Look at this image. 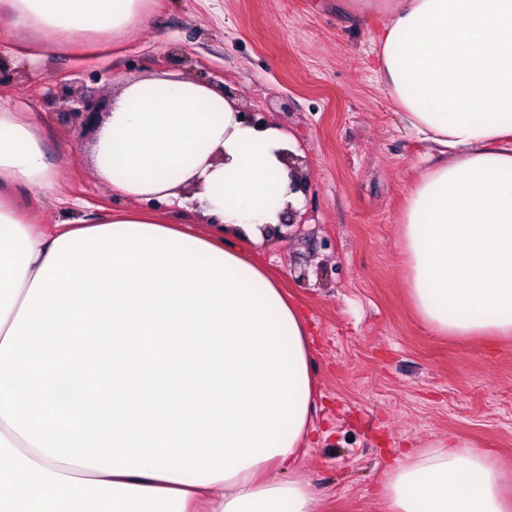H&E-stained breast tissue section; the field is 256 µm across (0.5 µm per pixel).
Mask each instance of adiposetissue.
Returning a JSON list of instances; mask_svg holds the SVG:
<instances>
[{
    "label": "adipose tissue",
    "mask_w": 512,
    "mask_h": 512,
    "mask_svg": "<svg viewBox=\"0 0 512 512\" xmlns=\"http://www.w3.org/2000/svg\"><path fill=\"white\" fill-rule=\"evenodd\" d=\"M381 83L443 155L400 226L412 310L439 336L512 337V0H354ZM149 0H0V38L90 47ZM221 89L123 84L91 148L135 208L40 223L44 133L0 107V512H323L297 471L317 380L306 319L249 246L275 235L290 137ZM185 210L199 234L151 209ZM387 512H512V471L455 437L405 453Z\"/></svg>",
    "instance_id": "1"
}]
</instances>
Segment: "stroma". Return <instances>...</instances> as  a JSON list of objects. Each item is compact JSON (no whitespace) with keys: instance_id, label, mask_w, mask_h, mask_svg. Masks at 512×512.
I'll list each match as a JSON object with an SVG mask.
<instances>
[{"instance_id":"obj_1","label":"stroma","mask_w":512,"mask_h":512,"mask_svg":"<svg viewBox=\"0 0 512 512\" xmlns=\"http://www.w3.org/2000/svg\"><path fill=\"white\" fill-rule=\"evenodd\" d=\"M344 0H150L122 37L97 33L95 54L35 58L0 43L13 78L0 104L49 131L61 170L55 196L33 197L43 223L127 207L89 161L97 128L75 130L49 98L65 82L101 104L150 74L229 86L241 108L291 134L309 193L292 237L253 259L302 307L317 341L316 437L299 469L327 512H385L374 490L407 448L448 436L512 470V339L431 333L407 298L399 225L406 197L433 163L376 73L369 20Z\"/></svg>"}]
</instances>
